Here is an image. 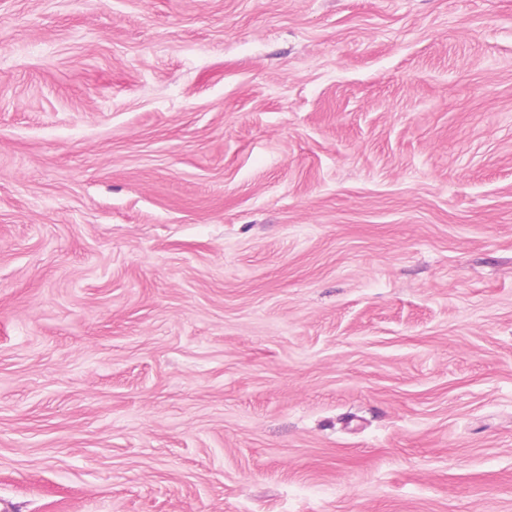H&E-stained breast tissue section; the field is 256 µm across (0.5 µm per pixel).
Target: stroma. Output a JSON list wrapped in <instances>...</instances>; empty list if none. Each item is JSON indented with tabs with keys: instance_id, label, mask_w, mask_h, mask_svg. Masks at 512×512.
Listing matches in <instances>:
<instances>
[{
	"instance_id": "35a3bbf8",
	"label": "stroma",
	"mask_w": 512,
	"mask_h": 512,
	"mask_svg": "<svg viewBox=\"0 0 512 512\" xmlns=\"http://www.w3.org/2000/svg\"><path fill=\"white\" fill-rule=\"evenodd\" d=\"M0 512H512V0H0Z\"/></svg>"
}]
</instances>
